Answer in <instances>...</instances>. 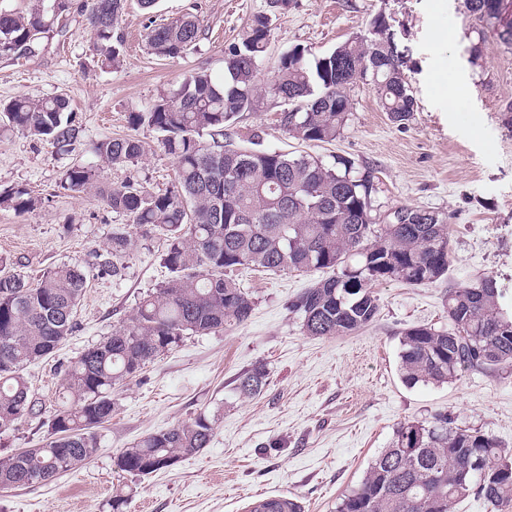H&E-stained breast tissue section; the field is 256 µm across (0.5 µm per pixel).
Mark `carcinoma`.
<instances>
[{"mask_svg": "<svg viewBox=\"0 0 512 512\" xmlns=\"http://www.w3.org/2000/svg\"><path fill=\"white\" fill-rule=\"evenodd\" d=\"M125 0H37L23 10L0 8V56L34 57L60 19L86 16L95 52L113 63L118 57L114 28ZM478 19L497 27L512 44V22L502 21L504 0H466ZM271 17L255 15L241 41L224 56V78L199 71L162 94L128 124L146 123L161 137L176 165L174 184L163 192L123 181L98 188L104 205L129 218L145 236L164 240L163 262L170 277L144 297L112 333L60 365L61 404L51 420V437L0 459V487L46 482L93 458L101 448L99 429L112 419V390L136 377L147 364L186 336L211 333L247 322L255 308L252 293L230 273L240 269L332 274L303 289L288 306L310 336L352 334L379 311L373 283L397 280L430 284L448 272L452 249L446 218L407 205L390 223L377 222L372 171L336 157L330 166L303 154L241 148L224 135L244 114L267 101L281 106L280 126L302 142L336 141L349 120V92L371 78L380 103L398 125L410 121L415 99L406 79L407 49L385 16L371 22L369 35L356 37L322 57L294 47L259 87V64L271 36ZM196 19L183 17L147 33L151 51L178 58L200 37ZM0 125L72 149L82 126L63 97L23 95L0 103ZM108 167L142 156L133 135L105 137L95 146ZM92 166L69 168L63 188L77 194L97 188ZM36 200L24 189L0 192V208L28 212ZM135 245L115 231L112 260L101 265L122 279L120 258ZM87 274L79 263L64 264L30 281L17 272L0 274V429L34 413L35 393L25 376L31 363L46 359L79 328L77 307ZM496 281L486 276L448 290L446 329L414 325L400 332L401 379L408 385L444 384L464 371L512 367V316L501 308ZM267 370L256 365L239 378L237 390L262 392ZM210 419L149 433L117 458L133 476L168 468L208 447ZM494 506L512 505V451L491 435L460 428L446 414L401 424L389 448L369 465L360 484L337 512H453L468 497ZM249 512H301L294 499L267 500Z\"/></svg>", "mask_w": 512, "mask_h": 512, "instance_id": "cac0c4a2", "label": "carcinoma"}]
</instances>
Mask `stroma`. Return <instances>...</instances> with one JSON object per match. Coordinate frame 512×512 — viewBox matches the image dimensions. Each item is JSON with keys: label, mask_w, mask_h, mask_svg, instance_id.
Masks as SVG:
<instances>
[{"label": "stroma", "mask_w": 512, "mask_h": 512, "mask_svg": "<svg viewBox=\"0 0 512 512\" xmlns=\"http://www.w3.org/2000/svg\"><path fill=\"white\" fill-rule=\"evenodd\" d=\"M260 12L270 13L268 0H157L151 10L126 0L116 25L123 43L115 65L92 51L86 18L75 12L38 56L0 58V101L27 93L64 96L82 126L67 154L22 133L0 136V191L24 188L39 200L24 214L0 208V263L34 279L74 262L87 270L78 330L54 356L26 370L42 408L0 433V458L49 438L61 379L57 365L110 335L169 276L155 236L138 237L123 257L121 283L99 275L113 230L129 220L96 192L63 190L64 172L76 163L97 164L92 148L102 138L132 132L144 146L142 158L103 168L104 180H132L154 192L169 188L173 158L152 127H129V113L145 111L194 71L223 77L226 51ZM380 13L408 48L406 74L417 110L407 124L392 123L371 81L360 80L335 142L290 138L273 104L244 115L237 142L256 139L328 165L344 156L373 172L379 213L401 205L442 213L455 253L447 275L428 285L374 283L379 313L370 326L314 337L288 306L315 273L239 271L256 298L251 318L185 338L117 386L97 456L48 484L0 488V512H112L119 492L127 499L122 512H247L257 490L293 497L303 512H336L401 423L439 412L512 448V370L468 371L440 386L406 385L398 371L400 331L423 324L447 328L449 288L493 276L501 307L512 312V126L503 112L512 101V45L478 22L464 0H293L287 11L270 14L272 36L260 74L268 76L280 55L297 45L316 56L332 52L367 34ZM183 16L197 19L199 40L175 59L151 55L149 27ZM475 44L480 53L474 57ZM459 85L464 95L449 102V90ZM260 363L269 371L264 390L239 397L238 377ZM202 413L214 424L208 448L146 477L117 469L118 456L144 435Z\"/></svg>", "instance_id": "stroma-1"}]
</instances>
